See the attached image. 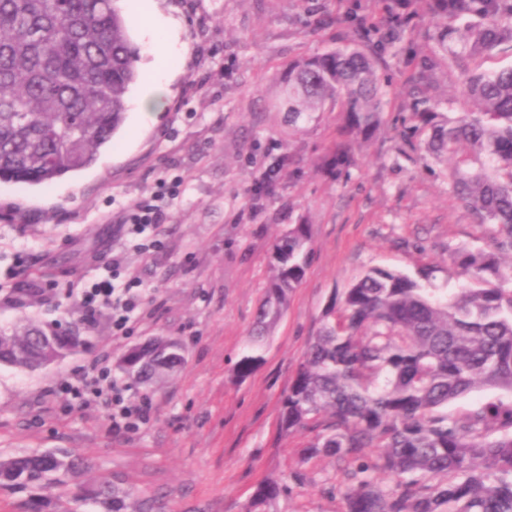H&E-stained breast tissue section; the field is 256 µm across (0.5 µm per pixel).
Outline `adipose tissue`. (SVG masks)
<instances>
[{
	"instance_id": "1",
	"label": "adipose tissue",
	"mask_w": 512,
	"mask_h": 512,
	"mask_svg": "<svg viewBox=\"0 0 512 512\" xmlns=\"http://www.w3.org/2000/svg\"><path fill=\"white\" fill-rule=\"evenodd\" d=\"M148 30L154 44L156 62L150 67L152 76L143 88L138 101V110L147 119L152 118L154 113L162 111L166 105L172 74L169 69L161 67L159 61L175 53L178 24L173 18L154 14L149 19Z\"/></svg>"
}]
</instances>
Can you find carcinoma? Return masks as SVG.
I'll return each instance as SVG.
<instances>
[{"label": "carcinoma", "mask_w": 512, "mask_h": 512, "mask_svg": "<svg viewBox=\"0 0 512 512\" xmlns=\"http://www.w3.org/2000/svg\"><path fill=\"white\" fill-rule=\"evenodd\" d=\"M430 46L406 86V118L427 133L425 148L445 164L448 191L474 223L490 226L491 248L449 255L459 287H433V270L413 277L371 267L323 312L306 358L288 383L279 429L307 430L308 455L345 464L344 512H512V64L482 71L475 62L512 42V0H427ZM473 21L456 26L458 17ZM117 0H0V181L48 184L91 166L112 143L140 77V50ZM322 54L274 76L279 111L298 131L316 112L341 122L322 168L339 178L384 123L387 91L377 67L382 45L362 23ZM462 72L475 108L457 118L426 95L438 74ZM309 225L292 224L271 248L269 279L250 346L269 335L305 276ZM81 339L47 340L37 325L0 329V364L36 369ZM185 363L152 343L134 345L118 369L159 386ZM501 396L450 413L473 392ZM378 453L369 459L367 449ZM75 455L0 458V487L43 490L78 474ZM391 477L383 485L376 474ZM288 487L263 480L243 512H272ZM107 479L83 489L101 512H150Z\"/></svg>", "instance_id": "obj_1"}]
</instances>
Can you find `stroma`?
<instances>
[{
	"label": "stroma",
	"mask_w": 512,
	"mask_h": 512,
	"mask_svg": "<svg viewBox=\"0 0 512 512\" xmlns=\"http://www.w3.org/2000/svg\"><path fill=\"white\" fill-rule=\"evenodd\" d=\"M139 11L180 24L166 108L148 122L129 110L112 147L84 170L43 185L0 182V328L69 322L77 350L35 371L0 366V457L70 452L85 460L79 482L49 490L52 512H97L81 492L103 476L120 479L154 512H240L256 485L289 487L273 512H343L333 494L341 465L305 458L308 435H280L288 381L303 361L335 291L377 265L455 287L449 252L484 248L488 226L448 194L444 166L421 139L406 142L403 89L413 52L427 48L426 0H415L406 52L387 48L392 77L386 122L349 176L321 167L340 123L317 113L302 131L274 109V72L323 53L347 37L349 10L368 28L388 29L376 0H140ZM272 170L274 194L253 200V183ZM182 180L160 199L161 250L143 254L121 226L161 181ZM310 224L313 253L288 308L258 349L246 378L236 364L249 344L270 276L273 242ZM133 268L147 289L126 335L112 313L87 322L77 291ZM177 340L187 363L163 387L136 385L117 363L133 345ZM128 395L151 400L149 420L113 432L106 405L84 408L60 380H94L100 365Z\"/></svg>",
	"instance_id": "35a3bbf8"
}]
</instances>
